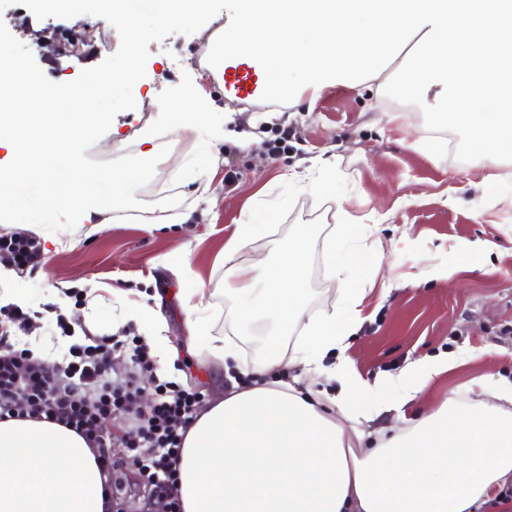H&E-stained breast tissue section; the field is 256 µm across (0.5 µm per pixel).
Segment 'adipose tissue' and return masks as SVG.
Listing matches in <instances>:
<instances>
[{"mask_svg": "<svg viewBox=\"0 0 512 512\" xmlns=\"http://www.w3.org/2000/svg\"><path fill=\"white\" fill-rule=\"evenodd\" d=\"M216 109L193 84L162 102L158 122L194 130ZM254 234V225H237L224 246V296L241 304L240 331L260 314L273 327L260 356L238 365V379L186 431L181 512H476L512 476V382L475 379L479 400L450 399L409 420L408 406L454 358L361 378L345 351L365 319L362 289L344 288L337 313L308 314L310 230H297L260 281L236 262ZM204 311L200 301L188 306L190 335L217 362L236 360L208 335ZM311 370L338 392L306 385ZM105 482L98 450L74 429L43 417L0 420V512H112Z\"/></svg>", "mask_w": 512, "mask_h": 512, "instance_id": "adipose-tissue-1", "label": "adipose tissue"}]
</instances>
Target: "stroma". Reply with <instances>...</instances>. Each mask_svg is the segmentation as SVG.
I'll use <instances>...</instances> for the list:
<instances>
[{
	"instance_id": "35a3bbf8",
	"label": "stroma",
	"mask_w": 512,
	"mask_h": 512,
	"mask_svg": "<svg viewBox=\"0 0 512 512\" xmlns=\"http://www.w3.org/2000/svg\"><path fill=\"white\" fill-rule=\"evenodd\" d=\"M13 36L33 53L45 76L56 82L74 80L81 70L115 53L119 36L105 29V44L85 41L78 18L36 19L22 5L0 11ZM210 34H173L149 45L146 75L133 87L138 105L118 113L108 132L88 150L93 160L107 161L131 154L142 156L140 139L153 133L154 149L169 146L155 177L136 191L145 210L124 211V220L99 226L79 220L71 231L39 237L38 265L21 275L33 304L58 294L66 308L47 315L34 312L25 329H13L10 341L21 344L37 335L62 358L63 333L94 329L96 337L123 340L139 335L123 313L140 304L160 305L162 333L175 354L161 378L201 391L213 401L229 386L223 366L189 336L184 306L187 298L204 294L208 329L224 337L246 360L259 353L254 333L239 335L236 316L224 301V243L236 225L250 221L255 209L275 207L272 222L260 226L240 261L252 268L277 257L300 226H309L312 241L307 257L306 304L311 313L340 308V283L330 275L324 251L342 215L369 226L360 254L351 261L352 282L373 281L368 317L351 337L347 356L357 372L371 380L394 374L407 363L441 353L458 354L457 365L436 377L416 405L436 410L449 398L469 401L466 388L488 376L512 379V163L483 157L462 162L440 160L417 148L428 130L422 111L403 106L397 121L378 108L377 97L365 89L326 90L299 104H268L259 95L240 98L233 86L235 66L220 75L206 71ZM202 77L206 91L220 107L210 115L216 135L157 126L160 91H175ZM286 147L274 151L278 140ZM216 157L186 174L185 165L200 154ZM332 165L336 189L329 195L312 189L317 172L311 159ZM292 170L299 183H286ZM500 175L497 187L483 192L478 184ZM176 196L179 207L159 208ZM496 244L489 256L456 259L458 240ZM383 250L381 264L371 259L373 243ZM455 261L449 280H421L427 268ZM142 395L129 410L118 412L109 431L112 490L124 512H146V483L125 465L124 443L133 413L145 410L155 387L141 374Z\"/></svg>"
}]
</instances>
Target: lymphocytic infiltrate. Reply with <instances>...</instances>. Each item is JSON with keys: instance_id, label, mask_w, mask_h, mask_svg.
Returning a JSON list of instances; mask_svg holds the SVG:
<instances>
[{"instance_id": "f902f5d3", "label": "lymphocytic infiltrate", "mask_w": 512, "mask_h": 512, "mask_svg": "<svg viewBox=\"0 0 512 512\" xmlns=\"http://www.w3.org/2000/svg\"><path fill=\"white\" fill-rule=\"evenodd\" d=\"M135 372L123 383L110 378L112 349L108 342L70 345L63 361L31 360L0 336V419L14 417L19 402L28 414L65 424L98 450L107 448L102 422L139 395L138 372H153L155 361L143 339L130 341ZM202 392L173 381L159 382L148 413L134 419L127 460L164 498L177 494V463L185 433L202 406Z\"/></svg>"}]
</instances>
